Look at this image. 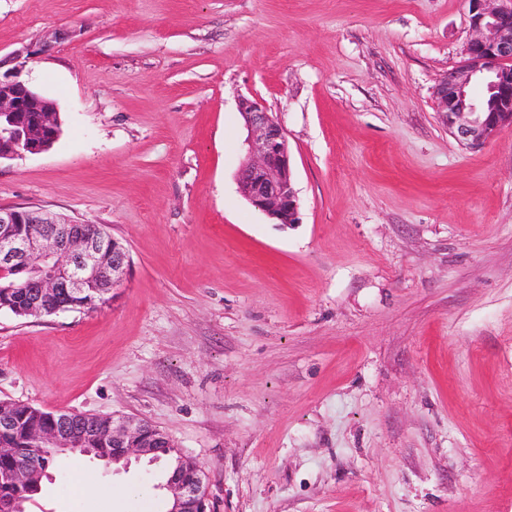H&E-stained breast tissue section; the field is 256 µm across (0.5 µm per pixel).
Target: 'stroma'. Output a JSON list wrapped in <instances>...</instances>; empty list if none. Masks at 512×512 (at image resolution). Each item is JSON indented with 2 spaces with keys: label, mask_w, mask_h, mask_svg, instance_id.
<instances>
[{
  "label": "stroma",
  "mask_w": 512,
  "mask_h": 512,
  "mask_svg": "<svg viewBox=\"0 0 512 512\" xmlns=\"http://www.w3.org/2000/svg\"><path fill=\"white\" fill-rule=\"evenodd\" d=\"M467 0H0V72L54 100L0 207L103 225L93 311L0 310V400L130 415L197 460L211 512H512V127L433 89ZM282 124L301 221L242 196L241 98ZM162 505L161 463L64 456L27 512Z\"/></svg>",
  "instance_id": "35a3bbf8"
}]
</instances>
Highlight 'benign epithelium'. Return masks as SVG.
I'll return each instance as SVG.
<instances>
[{
  "mask_svg": "<svg viewBox=\"0 0 512 512\" xmlns=\"http://www.w3.org/2000/svg\"><path fill=\"white\" fill-rule=\"evenodd\" d=\"M473 36L465 59L438 82L433 91L441 125L461 145L478 148L504 126L512 127V0H467ZM482 81L495 95L492 112L468 95V88ZM239 110L247 131L246 155L238 180L250 205L276 224L299 223V201L292 179L291 156L286 133L272 113L257 101L243 97ZM57 107L16 76L0 77V159L40 154L58 136ZM130 257L126 246L102 231L59 219L43 211L0 207V289L8 288L9 276L30 272L32 291L25 298L24 316H42L47 301L64 288L74 298L90 287L106 298L126 277ZM22 405L0 402V459L11 458L16 448L7 437ZM73 412H54L48 423L28 431L34 448H54L60 453L87 450L99 439L112 443L114 464L131 456L158 455L174 444L153 424L127 417L110 421L100 435L90 425L72 424ZM48 465L34 461L23 474L26 483L40 485ZM171 494L167 512H207L208 485L202 467L192 458L172 472L166 483Z\"/></svg>",
  "mask_w": 512,
  "mask_h": 512,
  "instance_id": "benign-epithelium-1",
  "label": "benign epithelium"
}]
</instances>
